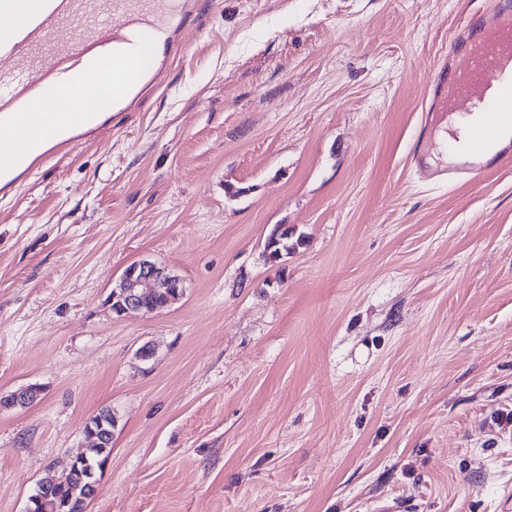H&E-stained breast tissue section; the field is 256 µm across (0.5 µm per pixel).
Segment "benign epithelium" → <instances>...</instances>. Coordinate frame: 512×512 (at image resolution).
I'll return each mask as SVG.
<instances>
[{"label":"benign epithelium","mask_w":512,"mask_h":512,"mask_svg":"<svg viewBox=\"0 0 512 512\" xmlns=\"http://www.w3.org/2000/svg\"><path fill=\"white\" fill-rule=\"evenodd\" d=\"M180 282L156 263L142 260L129 265L112 289L109 303L117 304L121 314L152 312L161 305L156 300L179 288Z\"/></svg>","instance_id":"1"}]
</instances>
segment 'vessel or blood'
<instances>
[{"instance_id": "b4317fda", "label": "vessel or blood", "mask_w": 512, "mask_h": 512, "mask_svg": "<svg viewBox=\"0 0 512 512\" xmlns=\"http://www.w3.org/2000/svg\"><path fill=\"white\" fill-rule=\"evenodd\" d=\"M206 27L203 0H0V199L44 164L109 131L104 114L141 110L158 79ZM464 66L440 65L431 104L475 115L467 161L444 180L475 185L512 165V0L470 17Z\"/></svg>"}]
</instances>
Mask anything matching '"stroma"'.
Returning a JSON list of instances; mask_svg holds the SVG:
<instances>
[{
  "mask_svg": "<svg viewBox=\"0 0 512 512\" xmlns=\"http://www.w3.org/2000/svg\"><path fill=\"white\" fill-rule=\"evenodd\" d=\"M494 0H213L136 119L0 202V512L112 453L87 512H503L512 167L409 152ZM281 224L306 243L279 261ZM174 304L116 315L133 262Z\"/></svg>",
  "mask_w": 512,
  "mask_h": 512,
  "instance_id": "1",
  "label": "stroma"
}]
</instances>
